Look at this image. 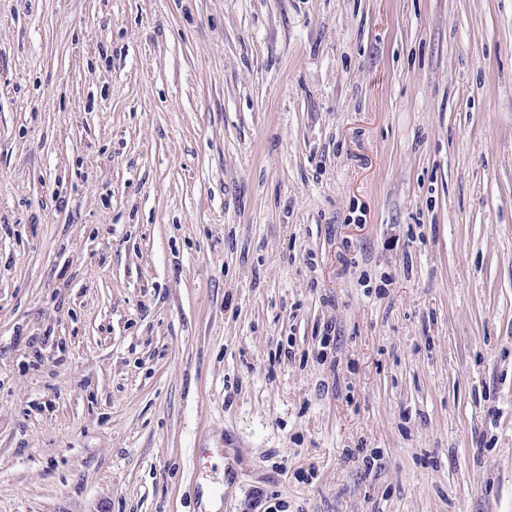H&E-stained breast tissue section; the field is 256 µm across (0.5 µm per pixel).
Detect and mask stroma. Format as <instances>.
<instances>
[{
  "label": "stroma",
  "instance_id": "35a3bbf8",
  "mask_svg": "<svg viewBox=\"0 0 512 512\" xmlns=\"http://www.w3.org/2000/svg\"><path fill=\"white\" fill-rule=\"evenodd\" d=\"M260 494L512 512V0H0V512Z\"/></svg>",
  "mask_w": 512,
  "mask_h": 512
}]
</instances>
